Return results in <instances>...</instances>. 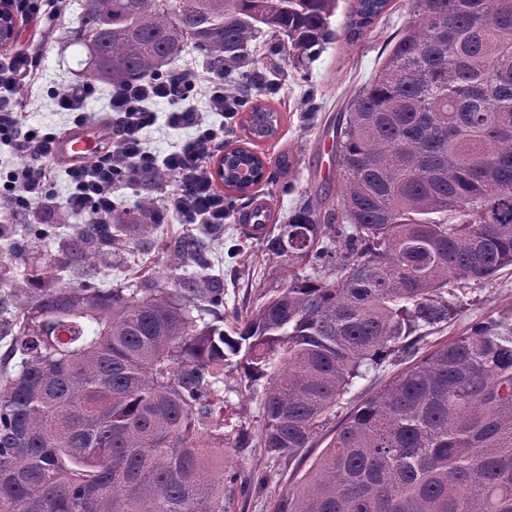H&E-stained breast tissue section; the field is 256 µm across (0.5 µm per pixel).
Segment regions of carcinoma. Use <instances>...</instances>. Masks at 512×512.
<instances>
[{"mask_svg": "<svg viewBox=\"0 0 512 512\" xmlns=\"http://www.w3.org/2000/svg\"><path fill=\"white\" fill-rule=\"evenodd\" d=\"M389 3L353 0L345 39L366 38ZM77 5L66 42L88 50V80L120 85L186 51L224 74L248 68L265 33L302 66L335 37L338 0ZM335 147L340 208L308 198L256 227L287 275L227 330L219 278L93 288L51 262L23 272L0 360V512H226L246 483L224 469V429L238 451L298 460L390 356L405 368L346 416L275 512H512V314L426 343L471 285L512 267V0H413L336 118ZM125 233L88 223L64 242L89 272ZM204 251L182 237L167 270ZM229 392L261 394L257 432L231 423Z\"/></svg>", "mask_w": 512, "mask_h": 512, "instance_id": "carcinoma-1", "label": "carcinoma"}]
</instances>
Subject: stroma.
Returning a JSON list of instances; mask_svg holds the SVG:
<instances>
[{
  "mask_svg": "<svg viewBox=\"0 0 512 512\" xmlns=\"http://www.w3.org/2000/svg\"><path fill=\"white\" fill-rule=\"evenodd\" d=\"M412 0H391L385 14L376 22L371 35L349 43L343 37L327 44L313 59L297 67L268 48L256 45L253 75L260 86L253 96L256 104L273 109L278 117V132L272 139L256 141L255 151L266 155V178L253 189L252 196L229 194L234 216L225 220L214 244L205 254L212 274L224 279V321L232 324L244 318L257 303L261 293L279 287L282 270L268 256L258 237L244 227L240 218L252 203L253 195L265 199L270 221L280 224L298 208L306 196L323 191L336 193L340 179L335 158L322 150L335 137L336 119L344 112L350 98L376 73L383 62L389 42L411 17ZM72 14L45 13L38 21L17 30L16 44L25 45L50 30L43 50L36 60L40 76L38 88L26 94V120L39 132L66 133L73 126L70 113L59 111L53 95L84 81L81 65L87 52L79 46L60 51L56 33L71 28ZM70 186L64 170H57L51 183L47 208H34L23 219L0 226V299L8 297L21 276L17 252L28 261L45 263L62 259L60 243L50 240L58 217L65 210ZM147 190L132 183L119 189L123 220L129 226L131 242L138 251L117 256L113 267L93 274L91 286L120 288L139 285L135 270L139 265L164 269L166 256L144 243L140 226L147 217L138 207ZM512 310V268L503 269L490 283L473 287L471 303L454 313L448 322L431 329L427 342L440 344L465 334L480 319L495 317ZM318 449H308L302 460L290 463L269 460L262 449L224 453V466L246 476L266 475L262 490L234 496L227 512H274V506L289 485L295 484L318 456Z\"/></svg>",
  "mask_w": 512,
  "mask_h": 512,
  "instance_id": "1",
  "label": "stroma"
}]
</instances>
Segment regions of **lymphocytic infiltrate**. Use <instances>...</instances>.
Listing matches in <instances>:
<instances>
[{
	"mask_svg": "<svg viewBox=\"0 0 512 512\" xmlns=\"http://www.w3.org/2000/svg\"><path fill=\"white\" fill-rule=\"evenodd\" d=\"M37 80L32 51L0 52V146L24 159L21 166L0 174V211L12 215L44 202L53 174L56 136L30 129L16 98L20 88ZM196 97L205 99L206 111L194 109L191 101ZM159 101L170 106L162 117L152 109ZM247 104V95L227 91L223 75L212 70L171 69L152 80L113 88L104 119L112 146L85 164L68 167L72 192L67 208L88 214L92 223H111L119 205L116 193L122 186L164 171L170 180L159 200L161 210L182 224H223L232 204L215 188L210 160L223 151L226 129ZM160 118L169 127L191 130V137L164 154L147 149L143 132Z\"/></svg>",
	"mask_w": 512,
	"mask_h": 512,
	"instance_id": "f902f5d3",
	"label": "lymphocytic infiltrate"
}]
</instances>
